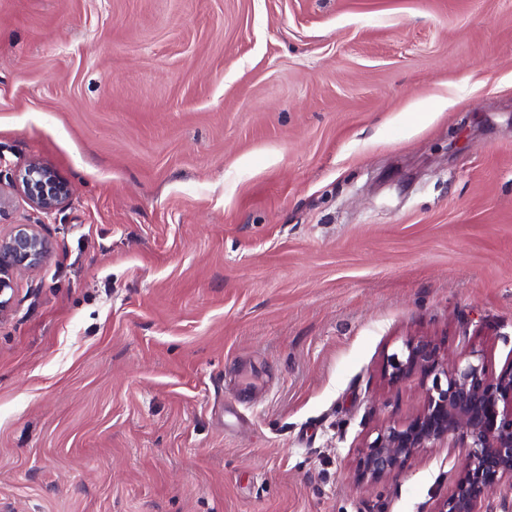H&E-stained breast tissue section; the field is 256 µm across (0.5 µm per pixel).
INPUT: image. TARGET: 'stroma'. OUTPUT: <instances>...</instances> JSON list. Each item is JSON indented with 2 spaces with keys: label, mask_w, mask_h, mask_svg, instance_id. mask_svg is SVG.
<instances>
[{
  "label": "stroma",
  "mask_w": 512,
  "mask_h": 512,
  "mask_svg": "<svg viewBox=\"0 0 512 512\" xmlns=\"http://www.w3.org/2000/svg\"><path fill=\"white\" fill-rule=\"evenodd\" d=\"M52 251L0 320V512H437L410 338L512 365V0H0Z\"/></svg>",
  "instance_id": "obj_1"
}]
</instances>
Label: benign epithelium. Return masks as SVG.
I'll return each mask as SVG.
<instances>
[{"mask_svg": "<svg viewBox=\"0 0 512 512\" xmlns=\"http://www.w3.org/2000/svg\"><path fill=\"white\" fill-rule=\"evenodd\" d=\"M0 211L13 203V193L45 217L52 216L68 197L66 186L37 159L13 163L0 156ZM50 252L39 224H17L0 236V320L9 315L15 274L41 267ZM388 383L396 385L419 374L430 382L420 413L381 425L360 452L363 477L377 482L398 475L407 461L425 448L446 446L465 458V474L439 505L437 512H512V365L495 374L483 350L466 348L448 363L431 341L407 340L388 356ZM508 485L499 510L485 506L490 496Z\"/></svg>", "mask_w": 512, "mask_h": 512, "instance_id": "obj_1", "label": "benign epithelium"}]
</instances>
